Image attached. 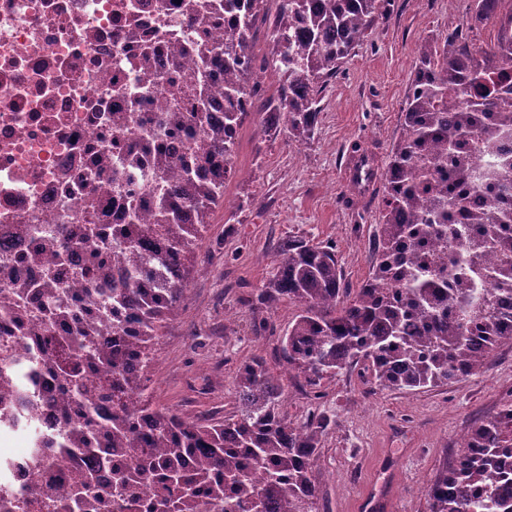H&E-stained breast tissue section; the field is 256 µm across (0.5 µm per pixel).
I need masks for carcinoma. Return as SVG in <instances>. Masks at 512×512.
Instances as JSON below:
<instances>
[{"mask_svg":"<svg viewBox=\"0 0 512 512\" xmlns=\"http://www.w3.org/2000/svg\"><path fill=\"white\" fill-rule=\"evenodd\" d=\"M276 4L268 28L271 57L263 63L278 76L275 93L255 95L249 112L227 109L215 119L206 113L205 83L196 73L169 81L174 101L160 121L166 130L189 131L185 155L156 160L150 191L155 197L149 224H114L112 238L122 249L126 276L117 280L103 266L85 271V298L61 299L50 278L40 283L38 366L61 387L56 405L70 416L53 467L59 479L45 485L40 462L33 466L35 512H138V484L159 485L147 512H317L314 479L318 452L336 415L312 412L301 423L283 411L285 386L260 356L237 368L232 410L224 416L194 419L145 396L148 370L160 331L178 309L189 274L200 257L204 232L226 201V181L193 178L202 161H222L234 175L236 133L258 117L264 134L284 133L303 145L310 140L321 101L342 64L390 16L392 0H224L236 24L224 30V99L254 95L249 81L258 58L256 35L267 21V2ZM505 0H482L477 21L499 24L493 42L474 47L469 33L453 30L417 49L411 84L421 88L406 98L400 132L379 174L382 191L374 227L370 272L357 288L346 282L336 243L292 237L275 249L269 277L257 295L261 304L286 301L295 319L282 336L280 354L297 373L313 400L324 397L323 381L342 373L356 375L370 394L443 387L488 370L512 339L501 334L499 300L512 296V208L504 195L512 187V160L501 157L496 172L485 175L500 189L499 203L473 216L484 225L477 238L452 223L453 212L467 211L465 193H451L436 180L427 182L430 200L415 192L423 176L454 159L461 142L477 136L490 149L512 129V98L501 85L512 68L489 75L491 60L512 62V11L501 16ZM295 12L288 11V4ZM177 167L179 179L167 181ZM398 174L400 188L387 189L386 172ZM80 221L89 224L74 240L62 236L45 244L42 254L58 259L72 248L94 246L90 225L97 205L87 198ZM435 245L452 252L468 247L466 267L457 282L489 280L493 287L448 288L444 270L413 261L404 264L400 246L416 235L413 225ZM496 262L484 265V256ZM154 271L158 287L137 288L141 273ZM29 286L0 294V307L25 321ZM96 457L112 468L114 457H136L139 464L116 472L104 484L100 470L83 469ZM512 398L492 416L472 425L462 450L443 454L433 480L422 490L428 512H512Z\"/></svg>","mask_w":512,"mask_h":512,"instance_id":"cac0c4a2","label":"carcinoma"}]
</instances>
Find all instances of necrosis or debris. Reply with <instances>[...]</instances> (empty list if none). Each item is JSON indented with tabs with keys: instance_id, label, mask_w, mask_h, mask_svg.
I'll return each mask as SVG.
<instances>
[{
	"instance_id": "obj_1",
	"label": "necrosis or debris",
	"mask_w": 512,
	"mask_h": 512,
	"mask_svg": "<svg viewBox=\"0 0 512 512\" xmlns=\"http://www.w3.org/2000/svg\"><path fill=\"white\" fill-rule=\"evenodd\" d=\"M209 2L222 24L205 25L178 0H0V289L41 283L48 269L59 286L81 288L89 250L48 267L30 254L36 236L64 228L79 234L84 196L98 202L100 224L148 219L153 158L143 152L144 138L158 135L169 155L186 143L158 127L169 108L170 72L206 68L211 114L227 106L219 93L223 64H204L194 49L201 35L222 45L233 20L223 0ZM148 46L154 53L146 62ZM116 113L128 116L124 129L113 127ZM131 196L138 200L133 214ZM0 336L12 341L14 386L0 397V488L20 495L34 462L52 466L31 439L58 441L63 421L54 403L61 391L47 375L32 374L34 337L20 332L14 314L0 312ZM22 437L24 452H13Z\"/></svg>"
}]
</instances>
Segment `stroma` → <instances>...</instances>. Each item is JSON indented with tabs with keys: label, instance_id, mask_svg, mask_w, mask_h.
<instances>
[{
	"label": "stroma",
	"instance_id": "1",
	"mask_svg": "<svg viewBox=\"0 0 512 512\" xmlns=\"http://www.w3.org/2000/svg\"><path fill=\"white\" fill-rule=\"evenodd\" d=\"M457 28L471 29L480 46L496 35L493 25L473 23L466 0H395L390 18L329 85L307 144L243 128L227 193L249 203L214 214L204 254L157 345L148 388L154 401L197 417L228 411L239 364L259 354L283 380L289 418H306L310 397L278 354L279 334L296 310L283 301L256 311L247 299L266 282L276 246L291 236L335 240L349 284L367 277L378 197L355 196L343 169L363 144L385 161L417 45ZM324 390L322 407L335 413L336 425L319 450L318 512H367L372 499L384 512H426L421 491L444 452H457L474 420L512 394V351L499 352L486 372L434 390L369 396L345 374L325 380Z\"/></svg>",
	"mask_w": 512,
	"mask_h": 512
}]
</instances>
